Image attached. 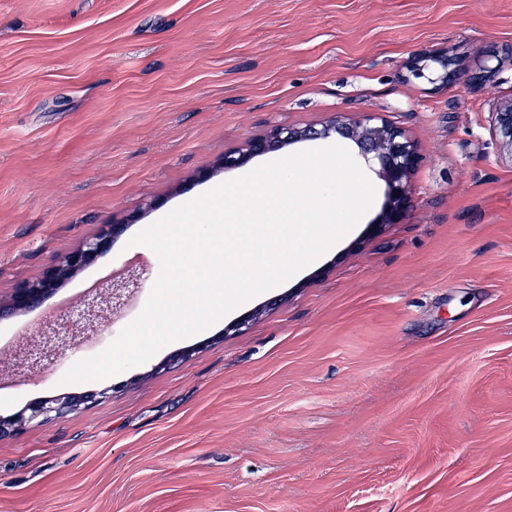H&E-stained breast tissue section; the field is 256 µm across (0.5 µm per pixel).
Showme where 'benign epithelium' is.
Masks as SVG:
<instances>
[{
    "mask_svg": "<svg viewBox=\"0 0 512 512\" xmlns=\"http://www.w3.org/2000/svg\"><path fill=\"white\" fill-rule=\"evenodd\" d=\"M491 130L501 150L512 159V98L500 104L497 111L492 113ZM334 135L352 141L363 156H370L378 161V175L385 185V202L379 215L371 223L373 232L378 233L389 224L401 223L411 203V176L421 163L422 157L416 143L404 129L386 122L372 112H361L351 118L341 116L319 128L275 127L264 135L248 138L239 148L225 151L218 167L224 170L239 168L254 157L287 145L327 139ZM123 228L122 224L105 225L99 234L70 252L63 261L51 264L41 279L16 289L8 301L0 302V320L41 306L59 283L107 251ZM143 278V271L131 269L122 278L111 282L107 295L102 297L96 293L86 297L82 307L76 310L75 316L66 318L63 327L57 331V339L64 341L63 350L76 347L83 336L97 334L109 322L110 316L116 315L122 309L127 297L141 285ZM51 340L52 337L41 333L29 345L25 352L29 369L39 366L34 354L46 349ZM95 397L96 394L87 393L76 398L46 397L34 401L10 417H1L0 435L20 431L35 420L43 422L60 418L77 405L89 402Z\"/></svg>",
    "mask_w": 512,
    "mask_h": 512,
    "instance_id": "7a95c632",
    "label": "benign epithelium"
}]
</instances>
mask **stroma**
Segmentation results:
<instances>
[{
	"label": "stroma",
	"mask_w": 512,
	"mask_h": 512,
	"mask_svg": "<svg viewBox=\"0 0 512 512\" xmlns=\"http://www.w3.org/2000/svg\"><path fill=\"white\" fill-rule=\"evenodd\" d=\"M509 98L512 0H0V299L106 224L125 230L71 304L136 255L156 278L130 239L274 127L373 112L422 155L402 223L371 236L366 169L365 218L243 304L244 332L65 384L148 291L25 374L56 301L0 320V416L97 395L0 436V512H512V162L490 131Z\"/></svg>",
	"instance_id": "1"
}]
</instances>
